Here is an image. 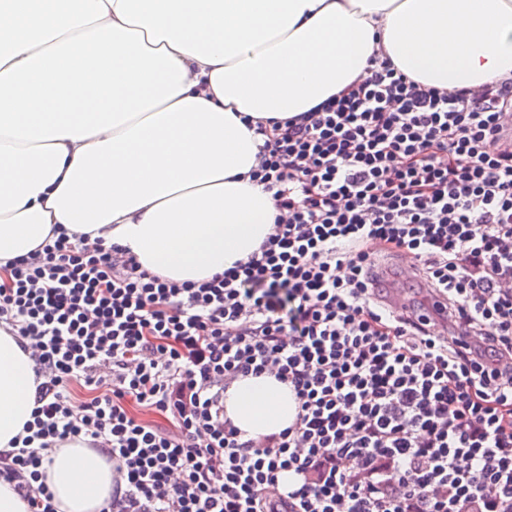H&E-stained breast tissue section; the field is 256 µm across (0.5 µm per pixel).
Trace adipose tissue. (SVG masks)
Here are the masks:
<instances>
[{"label":"adipose tissue","instance_id":"adipose-tissue-1","mask_svg":"<svg viewBox=\"0 0 512 512\" xmlns=\"http://www.w3.org/2000/svg\"><path fill=\"white\" fill-rule=\"evenodd\" d=\"M0 0V269L55 227L129 247L171 281L247 259L275 208L252 182L248 121L308 111L374 54L430 86L512 79V0ZM32 361L0 329V449L34 408ZM248 437L296 416L289 388L249 376L224 395ZM61 512H99L112 465L51 455Z\"/></svg>","mask_w":512,"mask_h":512}]
</instances>
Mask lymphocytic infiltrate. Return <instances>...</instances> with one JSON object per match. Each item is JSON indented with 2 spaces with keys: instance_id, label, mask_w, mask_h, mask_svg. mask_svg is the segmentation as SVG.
I'll use <instances>...</instances> for the list:
<instances>
[{
  "instance_id": "obj_1",
  "label": "lymphocytic infiltrate",
  "mask_w": 512,
  "mask_h": 512,
  "mask_svg": "<svg viewBox=\"0 0 512 512\" xmlns=\"http://www.w3.org/2000/svg\"><path fill=\"white\" fill-rule=\"evenodd\" d=\"M369 63L256 125L251 176L277 214L224 272L166 280L63 230L11 263L0 329L36 393L0 482L28 512H59L45 465L76 443L115 468L100 512H512V84ZM399 258L446 327L380 300ZM265 374L298 412L255 439L224 393Z\"/></svg>"
}]
</instances>
